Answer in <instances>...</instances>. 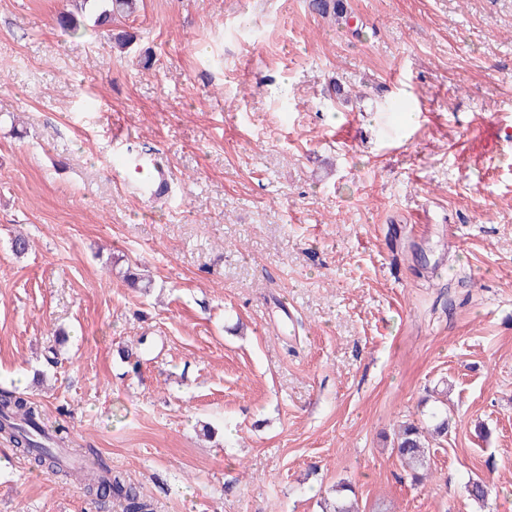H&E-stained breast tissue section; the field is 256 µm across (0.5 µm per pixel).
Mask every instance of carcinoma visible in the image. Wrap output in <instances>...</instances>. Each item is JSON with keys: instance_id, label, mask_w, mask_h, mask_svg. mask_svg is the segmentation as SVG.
Listing matches in <instances>:
<instances>
[{"instance_id": "1", "label": "carcinoma", "mask_w": 512, "mask_h": 512, "mask_svg": "<svg viewBox=\"0 0 512 512\" xmlns=\"http://www.w3.org/2000/svg\"><path fill=\"white\" fill-rule=\"evenodd\" d=\"M82 17L100 27L114 22L117 17L128 18L139 10L140 0H78ZM314 11L326 14L330 11L342 16L343 0H312ZM57 26L73 35L82 28L80 21L69 11L59 13ZM450 428L448 412L442 409L431 411L425 420L403 425L392 442L393 451L401 463L411 470L413 478L422 479V472L428 469L430 448L426 446L427 436L445 437ZM0 436L8 440L16 452L28 458L52 476L68 477L72 470L66 466L71 454L86 457L92 461V475L84 479L85 492L92 497H110L122 507V512H155L153 501L140 488L112 470L88 448L84 451L68 449L69 432L59 424L50 431L44 424L43 410L27 393L0 389ZM468 495L478 504H485L490 496L489 484L480 479H471L467 484Z\"/></svg>"}]
</instances>
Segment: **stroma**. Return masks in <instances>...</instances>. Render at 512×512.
<instances>
[{"instance_id":"35a3bbf8","label":"stroma","mask_w":512,"mask_h":512,"mask_svg":"<svg viewBox=\"0 0 512 512\" xmlns=\"http://www.w3.org/2000/svg\"><path fill=\"white\" fill-rule=\"evenodd\" d=\"M344 4L142 0L121 53L0 0V388L156 512H512V0ZM438 398L415 482L390 441ZM0 512L100 509L0 440ZM112 166L116 170L132 174V179L127 181L125 186L134 194L149 200L169 195L172 183L169 173L154 161L133 156L126 148V142L121 135H115L112 138ZM146 167L153 169L156 173V177L148 185L144 184L140 178V174Z\"/></svg>"}]
</instances>
